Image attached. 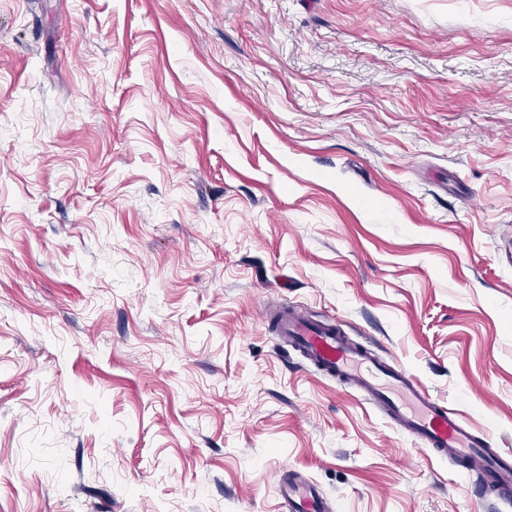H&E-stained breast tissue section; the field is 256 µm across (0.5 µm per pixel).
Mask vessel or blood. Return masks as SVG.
I'll return each mask as SVG.
<instances>
[{"label": "vessel or blood", "mask_w": 512, "mask_h": 512, "mask_svg": "<svg viewBox=\"0 0 512 512\" xmlns=\"http://www.w3.org/2000/svg\"><path fill=\"white\" fill-rule=\"evenodd\" d=\"M268 320L277 336L299 350L310 366L364 392L382 409L390 428L412 435L436 458L464 464L479 484L501 492L503 500L512 499V454L495 450L491 434L475 432L414 377L353 343L334 323L284 308L270 312ZM278 486L285 512H327V502L313 482L283 468Z\"/></svg>", "instance_id": "obj_1"}]
</instances>
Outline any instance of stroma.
<instances>
[{"label":"stroma","mask_w":512,"mask_h":512,"mask_svg":"<svg viewBox=\"0 0 512 512\" xmlns=\"http://www.w3.org/2000/svg\"><path fill=\"white\" fill-rule=\"evenodd\" d=\"M279 304L512 451V0H0V512H489ZM279 492L285 512H327V502L311 481L300 480L286 468L279 470Z\"/></svg>","instance_id":"obj_1"}]
</instances>
